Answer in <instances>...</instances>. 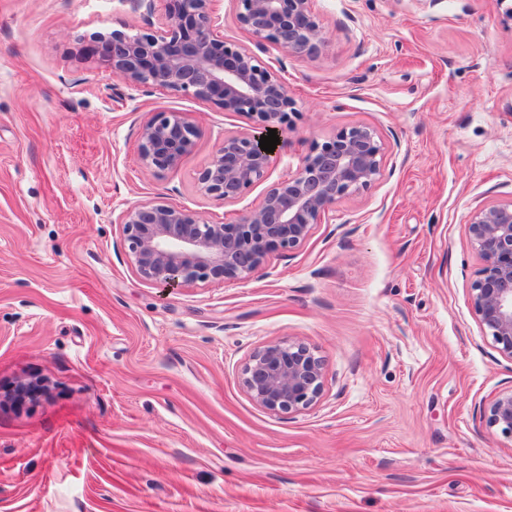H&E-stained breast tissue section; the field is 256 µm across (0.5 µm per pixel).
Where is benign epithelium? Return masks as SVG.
Returning a JSON list of instances; mask_svg holds the SVG:
<instances>
[{
	"instance_id": "1",
	"label": "benign epithelium",
	"mask_w": 512,
	"mask_h": 512,
	"mask_svg": "<svg viewBox=\"0 0 512 512\" xmlns=\"http://www.w3.org/2000/svg\"><path fill=\"white\" fill-rule=\"evenodd\" d=\"M166 2L159 27L99 34L90 51L130 88L169 90L253 120L251 130L224 136L196 177L201 194L237 202L274 166L276 153L261 150L260 137L270 129L282 134L294 112L285 83L259 53L273 44L292 57L317 56L325 36L314 0H232L253 50L224 39L214 0ZM199 135L183 113L154 112L140 130V159L157 175L173 171ZM383 168V144L372 127L342 128L315 143L297 169L272 183L234 224H212L162 201L126 208L120 224L127 256L142 280L173 289L249 279L266 269L271 255L298 251L340 199L371 187ZM466 229L483 260L470 288L474 313L497 350L512 359V200L486 202L471 212ZM324 379L322 358L300 341L264 344L240 373L250 398L275 415L310 408ZM482 416L512 439V391L493 399Z\"/></svg>"
}]
</instances>
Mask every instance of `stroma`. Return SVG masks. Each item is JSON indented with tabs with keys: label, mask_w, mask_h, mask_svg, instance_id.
I'll return each mask as SVG.
<instances>
[{
	"label": "stroma",
	"mask_w": 512,
	"mask_h": 512,
	"mask_svg": "<svg viewBox=\"0 0 512 512\" xmlns=\"http://www.w3.org/2000/svg\"><path fill=\"white\" fill-rule=\"evenodd\" d=\"M315 58L268 46L295 113L271 180L365 124L382 178L337 203L267 275L144 282L118 218L160 200L213 223L195 177L246 117L128 89L91 36L143 27L128 0H0V512H512V439L481 412L512 390L482 332L470 213L512 199V18L498 0H315ZM198 127L157 177L148 113ZM325 362L311 408L278 416L242 388L259 346Z\"/></svg>",
	"instance_id": "stroma-1"
}]
</instances>
